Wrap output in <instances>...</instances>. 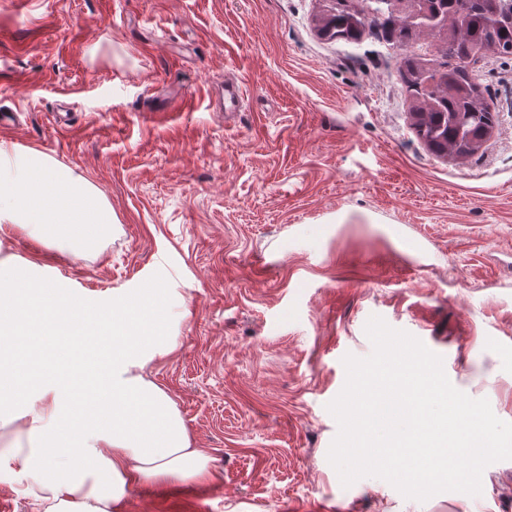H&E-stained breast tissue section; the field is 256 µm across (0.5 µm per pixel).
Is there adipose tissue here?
<instances>
[{
    "instance_id": "ef3b65f1",
    "label": "adipose tissue",
    "mask_w": 512,
    "mask_h": 512,
    "mask_svg": "<svg viewBox=\"0 0 512 512\" xmlns=\"http://www.w3.org/2000/svg\"><path fill=\"white\" fill-rule=\"evenodd\" d=\"M113 221L91 182L42 153L0 148V229L46 242L55 225L81 224L91 245ZM167 307L160 288L115 295L106 309L0 266V437L16 438L32 512H120L133 482L211 477L172 397L145 375L178 347Z\"/></svg>"
}]
</instances>
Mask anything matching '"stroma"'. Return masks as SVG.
Masks as SVG:
<instances>
[{"instance_id":"1","label":"stroma","mask_w":512,"mask_h":512,"mask_svg":"<svg viewBox=\"0 0 512 512\" xmlns=\"http://www.w3.org/2000/svg\"><path fill=\"white\" fill-rule=\"evenodd\" d=\"M322 0H0V129L89 180L117 222L94 247L12 227L0 260L101 305L175 288L179 347L146 370L209 482L132 484L123 512H512V460L482 492L405 498L328 461L346 354L370 317L420 339L452 385L512 423V59L473 68L483 152H430L393 51L320 38ZM243 111L220 105L225 74ZM0 457V512H30Z\"/></svg>"}]
</instances>
